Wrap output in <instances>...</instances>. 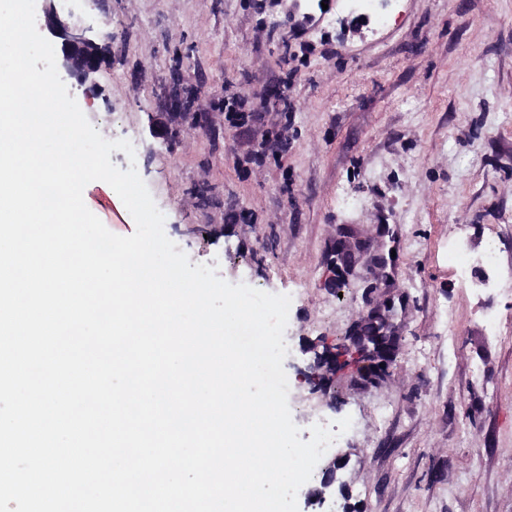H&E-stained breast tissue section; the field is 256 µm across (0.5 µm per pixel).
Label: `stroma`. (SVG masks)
Returning a JSON list of instances; mask_svg holds the SVG:
<instances>
[{
  "instance_id": "obj_1",
  "label": "stroma",
  "mask_w": 512,
  "mask_h": 512,
  "mask_svg": "<svg viewBox=\"0 0 512 512\" xmlns=\"http://www.w3.org/2000/svg\"><path fill=\"white\" fill-rule=\"evenodd\" d=\"M81 14L112 54L96 97L68 76L70 96L136 147L191 264L290 296L300 432L353 422L299 512H512V0H83ZM176 79L210 125L171 143L149 124L173 122ZM490 246L487 284L448 260ZM371 312L397 338L388 373L316 365ZM308 368L319 388L298 382Z\"/></svg>"
}]
</instances>
